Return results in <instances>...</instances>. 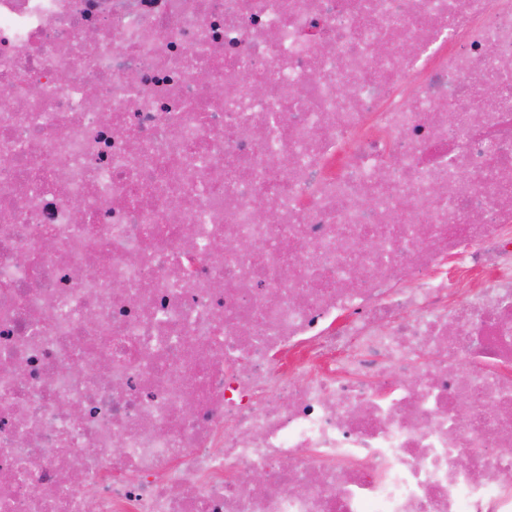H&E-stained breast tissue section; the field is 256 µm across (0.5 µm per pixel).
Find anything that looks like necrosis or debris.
Instances as JSON below:
<instances>
[{
	"label": "necrosis or debris",
	"mask_w": 512,
	"mask_h": 512,
	"mask_svg": "<svg viewBox=\"0 0 512 512\" xmlns=\"http://www.w3.org/2000/svg\"><path fill=\"white\" fill-rule=\"evenodd\" d=\"M0 94V512H512V0H0Z\"/></svg>",
	"instance_id": "1"
}]
</instances>
